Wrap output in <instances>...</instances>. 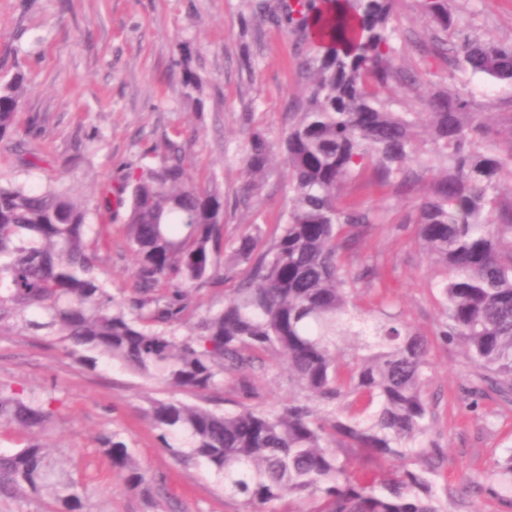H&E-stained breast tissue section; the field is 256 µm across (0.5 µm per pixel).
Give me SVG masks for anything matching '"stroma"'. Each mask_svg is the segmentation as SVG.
<instances>
[{
	"label": "stroma",
	"instance_id": "35a3bbf8",
	"mask_svg": "<svg viewBox=\"0 0 512 512\" xmlns=\"http://www.w3.org/2000/svg\"><path fill=\"white\" fill-rule=\"evenodd\" d=\"M462 25L480 39L512 40V0H450ZM252 0H0V75L23 71L29 91L18 114V132L0 141V183L39 189L60 179L91 208V223L112 231L98 252V273L114 301L134 295L132 253L121 231L125 210L99 217L102 192L148 150L182 135L187 163L201 184L224 192V247L219 278L192 290V308L179 334L224 305L242 287L243 266L227 252L246 234L268 243L292 196L283 160H275L258 190L243 197L242 158L254 130L272 148L293 122L292 106L307 95L298 70L295 40L286 27L251 19ZM401 65L425 70L433 89L463 92L479 122L498 133L512 125V84L495 83L401 49ZM191 67L202 80L203 111H194L180 82ZM41 157L38 167L23 160ZM433 175L424 171L413 193L381 186L370 174L349 180L342 204L372 211L375 224L345 257L349 272L367 266L380 277L359 285L355 302L372 316L400 314L428 342L430 379L424 393L436 421L431 437L448 454L439 479L458 502L455 512H512V504L474 487L478 476L512 455V402L494 397L472 406L467 388L473 366L463 348L438 334L441 306L433 288L440 269L426 256L407 217ZM258 406L275 409L294 397L283 364L266 363L251 375ZM0 384L51 392L58 414L35 434L0 427V455L32 441L51 449L67 471L85 481L88 512H245L241 498L200 462H180L164 448L145 413L157 400H181L221 413L237 411L234 383L184 391L99 361L88 368L64 341L23 330L0 329ZM116 431L151 479L145 498L131 491L124 471L101 453V435Z\"/></svg>",
	"mask_w": 512,
	"mask_h": 512
}]
</instances>
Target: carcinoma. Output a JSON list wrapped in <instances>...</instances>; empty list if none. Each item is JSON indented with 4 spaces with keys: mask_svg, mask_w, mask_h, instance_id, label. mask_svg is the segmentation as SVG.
<instances>
[{
    "mask_svg": "<svg viewBox=\"0 0 512 512\" xmlns=\"http://www.w3.org/2000/svg\"><path fill=\"white\" fill-rule=\"evenodd\" d=\"M395 0H292L287 26L315 51L299 69L308 94L285 132L281 150L293 196L280 231L266 247L246 235L230 262L248 265L246 286L201 318L184 337L172 326L189 310L188 292L219 275L224 246V192L198 185L185 167L186 144L169 139L155 164L138 166L104 191L97 210L127 206L123 231L135 256L136 296L116 303L96 274L103 224L59 184L32 191L0 185V326L59 336L94 368L102 357L147 379L185 391L226 380L240 391L255 365L283 358L301 397L274 411L242 405L231 414L178 400L153 403L149 418L176 457L204 462L224 493L244 497L252 512H450L436 478L446 456L428 440L435 411L424 396L425 339L395 314L368 319L353 303L358 278L344 252L373 226L371 211L343 206L339 194L369 169L382 186L411 190L417 160L438 171L412 205L427 256L444 270L436 283L443 320L438 335L459 341L475 368L472 405L490 391L512 400V134L505 142L475 123L460 92L427 100L430 140L418 136L417 112H395L392 85L418 84L398 64L405 41L446 70H466L512 83V41L473 37L448 0H423L430 27L400 26ZM185 96L201 110V78L185 67ZM29 79L0 76V140L16 132ZM270 145L251 135L244 169L256 178ZM30 309L41 320L26 318ZM358 336L366 354L347 355L336 339ZM56 399L0 385V425L44 430ZM100 451L148 496L151 486L118 432ZM512 502V456L477 482ZM51 493V512H87L88 489L45 448L32 443L0 456V498Z\"/></svg>",
    "mask_w": 512,
    "mask_h": 512,
    "instance_id": "1",
    "label": "carcinoma"
}]
</instances>
